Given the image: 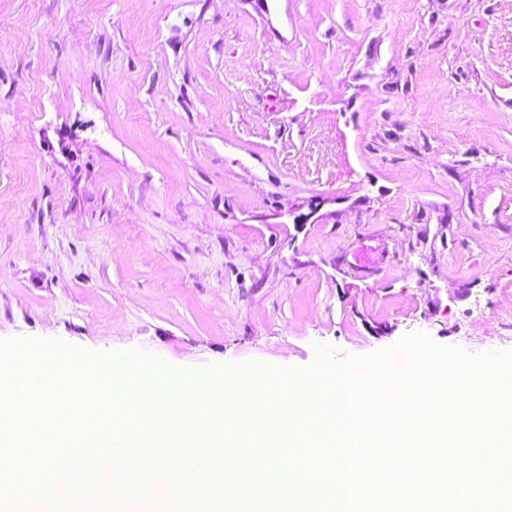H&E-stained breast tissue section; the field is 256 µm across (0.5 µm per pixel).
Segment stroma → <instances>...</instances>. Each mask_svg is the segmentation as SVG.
I'll return each mask as SVG.
<instances>
[{"mask_svg":"<svg viewBox=\"0 0 512 512\" xmlns=\"http://www.w3.org/2000/svg\"><path fill=\"white\" fill-rule=\"evenodd\" d=\"M412 333L512 352V0H0V342Z\"/></svg>","mask_w":512,"mask_h":512,"instance_id":"stroma-1","label":"stroma"}]
</instances>
